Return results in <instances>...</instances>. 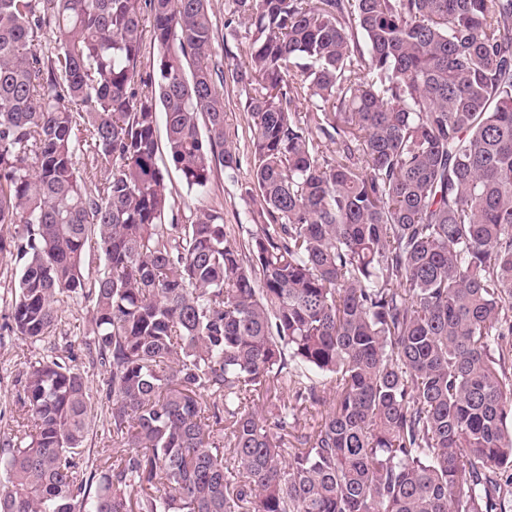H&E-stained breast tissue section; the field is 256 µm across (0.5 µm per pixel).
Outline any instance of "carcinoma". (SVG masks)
I'll use <instances>...</instances> for the list:
<instances>
[{
  "label": "carcinoma",
  "mask_w": 512,
  "mask_h": 512,
  "mask_svg": "<svg viewBox=\"0 0 512 512\" xmlns=\"http://www.w3.org/2000/svg\"><path fill=\"white\" fill-rule=\"evenodd\" d=\"M50 2L0 0V302L50 344L83 298L105 400L29 367L0 512H512V0H231L238 244L157 163L161 112L189 188L240 171L210 0ZM212 22L214 39L212 42V59L222 64L226 74L224 82L225 120L224 130L227 141L239 153L242 161V169L238 175L239 183L228 178L223 169L214 171L207 189L200 193L195 189H189L181 180L179 173L168 161L165 153V128L164 119L160 114L158 119V141L161 155H158V165L166 172L165 184L171 203L174 206V221L169 213L165 217L167 224H185V221L198 207H204L219 212L224 217V224L233 227L232 238L244 241L248 237L251 227L248 218V209L251 207L249 199L242 191L240 183L244 179L249 168L250 158V132L246 115L243 112L240 101L245 98L242 88L234 84L230 77V70L234 69L238 54L237 46L245 41L246 31L244 27L238 29V39L227 35L224 28V20L228 12V0L211 1ZM229 74V77H228ZM162 147V149H161ZM242 224V226H241ZM85 446L83 459L87 461L89 458V465L92 462H94V465L99 464L96 459L101 457L99 453H101L102 448H112V439L102 435L98 420H91Z\"/></svg>",
  "instance_id": "carcinoma-1"
}]
</instances>
